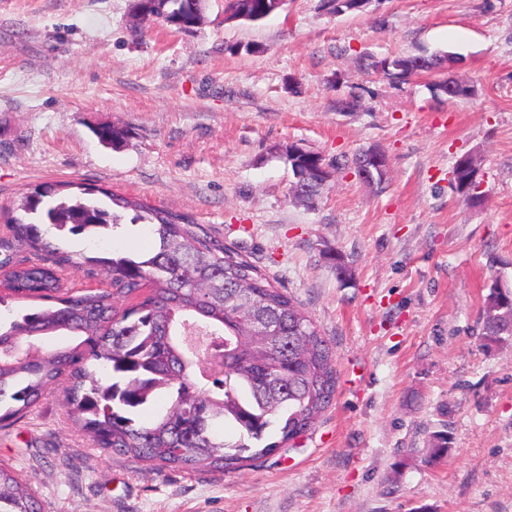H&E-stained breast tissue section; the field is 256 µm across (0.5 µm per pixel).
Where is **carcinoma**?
I'll return each instance as SVG.
<instances>
[{"instance_id":"cac0c4a2","label":"carcinoma","mask_w":512,"mask_h":512,"mask_svg":"<svg viewBox=\"0 0 512 512\" xmlns=\"http://www.w3.org/2000/svg\"><path fill=\"white\" fill-rule=\"evenodd\" d=\"M260 0H239L256 22L273 15ZM146 23L190 34L197 27L193 0H142ZM441 55L398 56L407 78L434 72ZM117 146L126 133L96 131ZM293 171L319 169L317 152L289 153ZM477 170L454 165L451 181L465 200L476 190ZM68 183H44L20 199L22 214L0 208V276L14 299L31 305L0 324V423L39 404L66 383L68 415L108 453L196 472L235 471L289 448L312 429L336 393V358L300 303L276 287L239 252L208 236L195 218L100 188L65 195ZM151 226L156 245L137 257H87L106 272L109 287L75 293L65 272L74 254L54 238L112 230L125 214ZM28 252L31 257L19 258ZM249 283L256 302L240 301ZM138 297L123 310L112 298ZM484 342L512 337V288L489 287L482 309ZM202 336L222 353L219 368L201 371L196 350L185 342ZM107 379L97 377V372ZM238 436L224 437L225 426ZM448 433L431 436L426 460L448 454ZM0 512H46L31 484L0 464Z\"/></svg>"}]
</instances>
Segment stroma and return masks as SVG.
<instances>
[{
	"label": "stroma",
	"instance_id": "obj_1",
	"mask_svg": "<svg viewBox=\"0 0 512 512\" xmlns=\"http://www.w3.org/2000/svg\"><path fill=\"white\" fill-rule=\"evenodd\" d=\"M130 6L0 0V206L71 181L192 214L301 303L336 353V395L293 449L187 473L104 453L56 386L0 427V463L47 512H512V340L481 338L493 279L512 285V0H373L344 15L287 0L256 23L205 0L191 34L133 30ZM435 53L456 56L450 71L367 67ZM449 75L471 94L437 91ZM100 125L126 142L103 147ZM292 145L334 168L309 205L289 193ZM368 148L389 160L380 191L351 166ZM467 153L481 160L476 204L450 181ZM61 244L78 256L76 292L107 283L87 258L153 238L126 218L107 242ZM442 430L450 450L427 463Z\"/></svg>",
	"mask_w": 512,
	"mask_h": 512
}]
</instances>
